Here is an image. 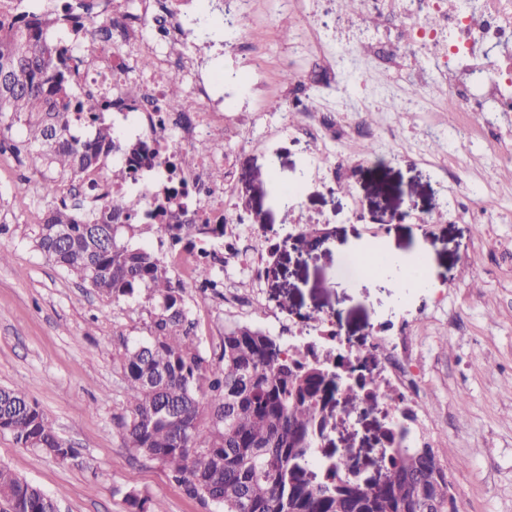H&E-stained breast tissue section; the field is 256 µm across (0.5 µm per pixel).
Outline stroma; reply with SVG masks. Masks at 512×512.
I'll use <instances>...</instances> for the list:
<instances>
[{"mask_svg":"<svg viewBox=\"0 0 512 512\" xmlns=\"http://www.w3.org/2000/svg\"><path fill=\"white\" fill-rule=\"evenodd\" d=\"M198 16L191 52L216 78L224 60L208 46L220 28L212 0H200ZM402 96L409 111H372L363 121L376 128L396 121L403 141L425 149V159L381 150L379 159L353 171L349 189L308 178L310 157L324 152L311 142L285 139L239 155L234 196L244 207L243 234L292 223L298 212L325 222L328 232L320 242L300 238L279 250L261 282L242 273L226 280L238 297L259 298L266 310L289 319L331 320L356 351L411 325L422 376L420 416L463 512H512V263L498 258L512 251V219L473 224L443 215L457 186L432 163L453 152L472 171L496 169L503 187L512 185V167H498L480 137L454 138L460 114L449 110L447 94L424 89L415 97L406 89ZM43 176L40 162L0 153V225L7 227L0 246L10 252L9 263L0 265V387L20 389L36 402L76 457L62 463L0 432V464L57 496L61 512H133L130 492L148 500L151 512H216L127 446L119 426L121 341L149 339L153 304L143 289L117 302L102 298L34 247L33 229L52 203L33 192ZM301 181L306 187L289 211L281 191ZM355 207L368 223L349 221ZM427 215L433 223H424ZM418 247L428 277L410 291L389 278L367 286L354 264L366 249ZM186 300L211 362L221 353L225 325L268 326L260 315L192 289ZM333 413L336 427L321 443L324 453L351 449L353 465L369 469L382 446L381 413L360 411L344 397Z\"/></svg>","mask_w":512,"mask_h":512,"instance_id":"obj_1","label":"stroma"}]
</instances>
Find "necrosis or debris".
I'll return each mask as SVG.
<instances>
[{
	"instance_id": "4bbe7bcc",
	"label": "necrosis or debris",
	"mask_w": 512,
	"mask_h": 512,
	"mask_svg": "<svg viewBox=\"0 0 512 512\" xmlns=\"http://www.w3.org/2000/svg\"><path fill=\"white\" fill-rule=\"evenodd\" d=\"M219 2L228 52L223 94L214 93L193 56L168 51L171 44L194 39L189 18L198 0H137L133 11L93 0L98 14L108 18L112 40L126 51L102 57L95 72L81 69L74 76L81 91H102L112 99V127L120 139L151 142L158 154L151 166L128 152L113 155V164L132 177L113 185L107 171H99L94 177L98 189L138 200L136 220L143 224L153 223L158 200L168 197L176 205L179 223L223 227L222 244L210 253L174 244L167 232H160L159 256L180 270L185 286H193V271L204 260L220 271L243 266L256 282L266 275L275 237L262 229L251 246H242L237 231L242 213L232 195L237 156L250 147L284 134L321 141L334 149L333 161L326 166L312 160L310 174L344 184L351 165L337 146L350 137L363 138L374 149L392 144L395 124L368 130L361 116L378 100L386 111H406L394 95L401 82L446 83L466 117L456 128L460 135L474 134L470 115L512 112V0H478L474 7L469 0H362L360 21L331 18L334 0H279L298 20L294 40L286 46L255 31V0ZM143 54L185 84L179 110L167 109L163 89L152 73L139 67ZM303 54L309 62L296 69L295 60ZM272 64L293 75L280 90L285 107L276 122L265 119L259 105ZM215 124L223 125L224 143L234 144V151L225 152L224 144L204 138V131ZM216 167L224 170L223 182L210 178ZM270 320L287 335L288 351L308 350L331 363L342 360L349 370L363 368L360 355L342 341L332 323L287 322L275 314ZM369 350L378 365L370 375L368 403L391 421L414 416L419 380L400 340L381 337Z\"/></svg>"
}]
</instances>
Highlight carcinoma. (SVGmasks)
Masks as SVG:
<instances>
[{"label":"carcinoma","mask_w":512,"mask_h":512,"mask_svg":"<svg viewBox=\"0 0 512 512\" xmlns=\"http://www.w3.org/2000/svg\"><path fill=\"white\" fill-rule=\"evenodd\" d=\"M90 15L86 0H65L56 22L70 33ZM51 17L21 11L0 20V152L33 156L45 169L42 192L55 198L59 178L74 175L80 189L43 212L35 247L108 300L119 301L145 287L155 301L152 335L122 341L126 404L120 417L129 446L166 467L193 496L218 512H425L427 501L459 512L448 496V472L430 445L410 443L408 431H383L382 477L366 484L344 450L321 465L323 434L334 415L328 404L339 394L356 400L365 387L347 389L321 361L288 353L279 339L250 324L224 326L217 363H208L192 333L186 287L159 256L118 236L139 204L94 193L89 174L122 149L103 101L72 92L70 69L92 63L74 58L70 43L48 39ZM166 104L181 107L184 91L166 79ZM22 124L26 135L9 137ZM165 230L189 247L208 225L167 224ZM0 432L25 448L65 461L75 451L62 442L40 406L14 388H0ZM0 512H60L57 498L0 467Z\"/></svg>","instance_id":"1"}]
</instances>
